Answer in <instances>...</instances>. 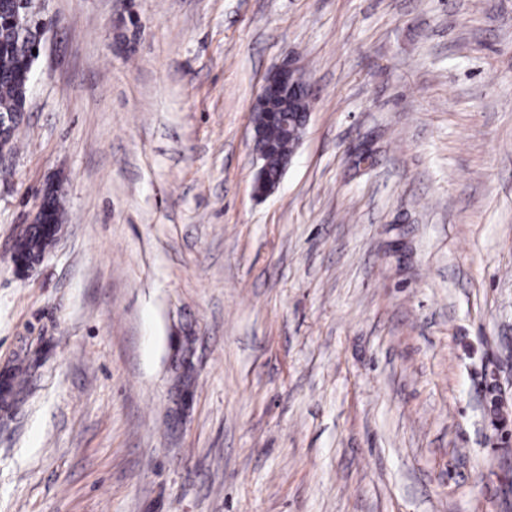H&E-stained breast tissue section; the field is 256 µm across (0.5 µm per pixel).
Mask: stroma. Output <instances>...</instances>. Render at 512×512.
Returning a JSON list of instances; mask_svg holds the SVG:
<instances>
[{
	"mask_svg": "<svg viewBox=\"0 0 512 512\" xmlns=\"http://www.w3.org/2000/svg\"><path fill=\"white\" fill-rule=\"evenodd\" d=\"M34 2L0 364L52 349L0 419V512H512V0ZM290 55L315 101L259 199ZM313 101L312 85L292 55L266 79L251 107L252 140L260 161L253 184L255 195L268 196L280 184L309 123ZM297 103L306 104L307 108L298 110L294 105ZM283 138H289L292 146L288 150V142L282 143L288 154L282 157L277 175L269 177L267 154L276 150ZM41 222V207L38 223ZM30 224L15 241V254L20 260H34L43 255L61 230L59 204L56 196H47L44 203V222Z\"/></svg>",
	"mask_w": 512,
	"mask_h": 512,
	"instance_id": "1",
	"label": "stroma"
}]
</instances>
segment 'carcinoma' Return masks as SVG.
<instances>
[{"label": "carcinoma", "instance_id": "cac0c4a2", "mask_svg": "<svg viewBox=\"0 0 512 512\" xmlns=\"http://www.w3.org/2000/svg\"><path fill=\"white\" fill-rule=\"evenodd\" d=\"M32 40L23 30L0 23V117H20L29 94V74L25 63L30 56ZM61 230L59 204L54 196L44 203V222L30 224L15 241V254L20 260H34L43 255ZM33 368V357L25 351L18 355L6 374H0V410L10 406L27 383L26 376Z\"/></svg>", "mask_w": 512, "mask_h": 512}]
</instances>
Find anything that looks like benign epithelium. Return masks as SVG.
<instances>
[{"label":"benign epithelium","mask_w":512,"mask_h":512,"mask_svg":"<svg viewBox=\"0 0 512 512\" xmlns=\"http://www.w3.org/2000/svg\"><path fill=\"white\" fill-rule=\"evenodd\" d=\"M313 101L312 85L291 55L266 79L251 107L252 140L260 161L253 184L255 195L265 197L280 184L309 123ZM297 103H303L307 108L298 110ZM283 138L290 140L291 148L282 157L277 175L270 177L267 154L276 150Z\"/></svg>","instance_id":"7a95c632"}]
</instances>
